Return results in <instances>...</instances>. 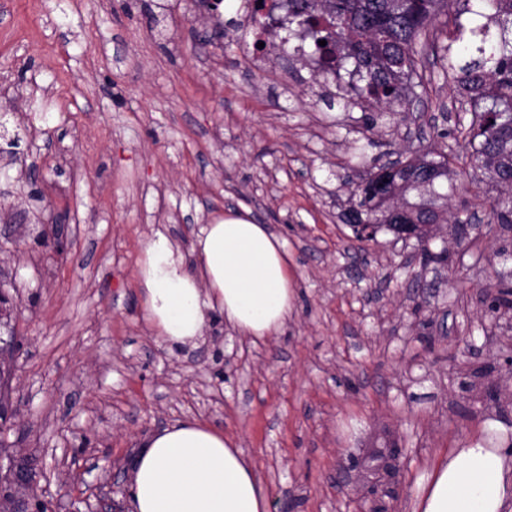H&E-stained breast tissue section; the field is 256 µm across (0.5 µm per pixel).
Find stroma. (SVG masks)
Listing matches in <instances>:
<instances>
[{
  "label": "stroma",
  "mask_w": 512,
  "mask_h": 512,
  "mask_svg": "<svg viewBox=\"0 0 512 512\" xmlns=\"http://www.w3.org/2000/svg\"><path fill=\"white\" fill-rule=\"evenodd\" d=\"M219 11L215 39L198 0H0V110L24 128L20 150L44 171L38 191L67 209L70 241L63 258L37 245L27 202L0 212V268L22 310L9 441L39 459L49 512L92 498L150 435L185 420L234 441L271 512H356L393 439L409 457L396 510L414 512L450 449L512 443V378L470 411L473 372L493 363L486 328L512 334L484 294L512 242L490 215L507 190L466 155L469 104L440 59L418 60L413 107L382 117L353 92L356 76L322 75L298 38L256 51L246 0ZM259 54L269 68L248 69ZM433 146L454 150L448 181L475 217L467 243L431 241L448 261L427 265L382 228L347 253L345 212L375 158ZM242 209L287 242L286 326L242 336L216 313L197 346L159 340L141 317L143 241L162 231L191 264L200 228ZM421 286L435 295L417 311ZM343 454L358 463L346 487Z\"/></svg>",
  "instance_id": "35a3bbf8"
}]
</instances>
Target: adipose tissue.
Returning <instances> with one entry per match:
<instances>
[{
  "mask_svg": "<svg viewBox=\"0 0 512 512\" xmlns=\"http://www.w3.org/2000/svg\"><path fill=\"white\" fill-rule=\"evenodd\" d=\"M189 267L160 231L144 242L136 269L143 318L172 345L200 340L212 313L239 334L282 331L294 288L284 241L242 212L203 225ZM134 512H268L267 493L222 431L179 421L149 437L132 464ZM512 450L476 441L451 449L419 495V512H506Z\"/></svg>",
  "mask_w": 512,
  "mask_h": 512,
  "instance_id": "obj_1",
  "label": "adipose tissue"
}]
</instances>
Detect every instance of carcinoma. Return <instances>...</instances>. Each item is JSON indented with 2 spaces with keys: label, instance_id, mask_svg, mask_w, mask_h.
Returning a JSON list of instances; mask_svg holds the SVG:
<instances>
[{
  "label": "carcinoma",
  "instance_id": "1",
  "mask_svg": "<svg viewBox=\"0 0 512 512\" xmlns=\"http://www.w3.org/2000/svg\"><path fill=\"white\" fill-rule=\"evenodd\" d=\"M470 0H288V12L310 20L307 39L312 55L328 74H340L348 60L363 85L356 95L382 110L404 105L402 74L414 70L420 36L439 14ZM478 9H465L479 20L466 26L456 22L441 46L442 59L457 87L466 93L472 118L468 144L471 161L497 182L512 184V0H478ZM326 45H319V41ZM448 162L444 151L417 156L398 171L396 182L407 189L429 175L436 179L426 193L407 191L404 220L408 224H435L448 209L454 188L444 189L448 171L428 164ZM362 217L377 224L385 213L376 207V193L365 188L356 194ZM491 217L504 232L512 233V196L491 205Z\"/></svg>",
  "mask_w": 512,
  "mask_h": 512
}]
</instances>
